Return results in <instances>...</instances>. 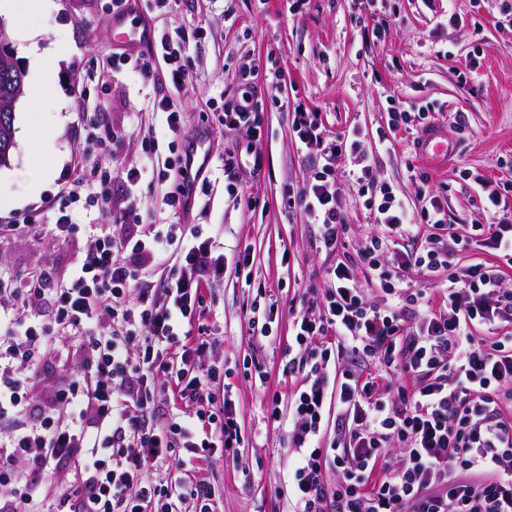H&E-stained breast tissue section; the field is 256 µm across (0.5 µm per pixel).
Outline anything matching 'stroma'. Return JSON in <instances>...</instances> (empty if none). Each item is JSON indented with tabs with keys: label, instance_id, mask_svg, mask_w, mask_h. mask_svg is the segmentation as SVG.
I'll return each instance as SVG.
<instances>
[{
	"label": "stroma",
	"instance_id": "obj_1",
	"mask_svg": "<svg viewBox=\"0 0 512 512\" xmlns=\"http://www.w3.org/2000/svg\"><path fill=\"white\" fill-rule=\"evenodd\" d=\"M224 5V0H168L157 8L152 0L142 2L158 32L206 20L205 37L188 48L196 82L182 102L185 133L193 139L208 137L215 149L241 155L247 191L257 201L250 208L230 197L221 162L212 161L208 194L200 199L196 221L225 249H249L254 264L251 281L228 268L223 280L212 283L208 324L217 341L205 360L225 370L239 421L254 439L234 459L223 450L213 452L203 475L219 494L221 512H289L281 491L289 456L280 430L263 420V391L287 395L300 383L282 372L286 358L280 339L288 334L292 300L319 294L336 260L357 261L371 230L362 198L344 180L339 189L349 227L338 256L320 250L317 229L301 209L287 208L288 188L302 186L310 176V161L293 132L292 106L301 102L318 112L331 137L359 127L373 154L376 184L391 187L411 212L421 210L409 179L416 170L428 175V188L439 196L452 223H475L484 218L483 192L462 179L463 171L512 189V24L501 0H381L373 9L366 0H305L293 13L286 0H233L231 19L225 18ZM377 13L393 18L381 41L371 33ZM452 14L457 24H449ZM34 24L41 47L63 41L69 52L48 60L57 72L53 93L36 98L27 90L16 104L15 147L0 168V214L32 211L56 195L59 178L76 153H84L85 168L102 170L115 160L126 167L140 165L147 144L159 157L169 154L153 110L166 68L157 64L146 82L128 71L111 72L107 62L123 51L125 42L100 0H50ZM255 60L285 75L278 99L258 97L263 117L258 161L248 155L243 135L223 129L212 106L213 98L233 95L242 67ZM461 72L470 76L467 85L458 82ZM80 86L85 89L81 95L76 92ZM101 102L107 105L101 130L110 140L106 153L83 144L76 134L81 113ZM396 102L427 106L438 123L463 121L462 132L449 135L453 154L447 165L416 152V127L399 129L389 143L380 144ZM42 143L48 146L52 171L34 192L23 172L31 145ZM167 189L164 183L133 188L116 178L112 203L135 200L142 218L169 224L173 218L161 206ZM81 221L80 231L64 246L47 234L10 239L0 245V266H46L62 275L80 259L94 225L110 223L111 215L94 209ZM268 290L276 292L279 307L271 342L251 332L247 310L258 292ZM247 361L264 371L265 384L244 377Z\"/></svg>",
	"mask_w": 512,
	"mask_h": 512
}]
</instances>
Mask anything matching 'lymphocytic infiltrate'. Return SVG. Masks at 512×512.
<instances>
[{
  "label": "lymphocytic infiltrate",
  "instance_id": "obj_1",
  "mask_svg": "<svg viewBox=\"0 0 512 512\" xmlns=\"http://www.w3.org/2000/svg\"><path fill=\"white\" fill-rule=\"evenodd\" d=\"M183 42L181 30L167 31L111 61L113 72L129 68L145 79L157 63L166 65L167 90L154 109L163 116L168 157L149 153L136 167L77 172L44 206L55 242L64 244L79 229V210L110 205L113 177L132 186L169 181L161 204L173 223H144L128 204L49 294L45 267L0 274V417L12 421L0 435V512H50L40 488L64 470L72 477L63 493L67 512H216L197 463L214 448L235 453L244 437L235 402L216 395L220 372L201 363L211 340L191 332L206 313V288L224 277V254L203 225L183 221L200 183L184 136L181 102L193 72ZM258 69H244L224 109L225 129L245 132L256 156ZM293 112L294 133L318 161L287 205L316 224L321 250L339 252L348 221L336 177L341 160L355 154L350 187L373 228L360 263L382 294L372 301L339 261L319 297L301 299L303 311L290 324L284 371H301V382L289 401L269 393L264 416L283 425L294 455L284 478L293 512H512V417L502 410L512 401V288L498 276L512 268V221L501 216L512 200L473 174L498 219L457 234L422 174L413 182L424 201L414 224L391 188L375 187L356 132L330 138L318 112L300 103ZM414 238L419 246L409 247ZM474 244L491 264L453 274L456 249ZM147 262L162 268L160 287L133 286L135 268ZM443 272L442 301L410 285ZM68 346L84 368L65 388L42 391V359ZM331 412L336 437L329 441ZM164 459L170 479L151 478L153 463ZM20 461L28 473L16 481ZM328 471L335 482L325 479Z\"/></svg>",
  "mask_w": 512,
  "mask_h": 512
}]
</instances>
